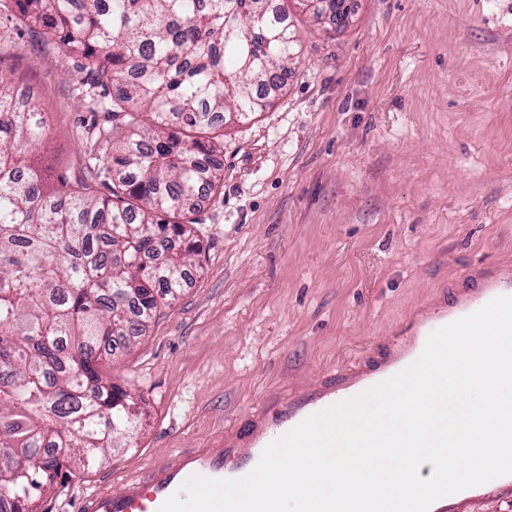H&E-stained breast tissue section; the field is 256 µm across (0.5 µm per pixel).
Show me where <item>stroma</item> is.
<instances>
[{"label": "stroma", "instance_id": "obj_1", "mask_svg": "<svg viewBox=\"0 0 512 512\" xmlns=\"http://www.w3.org/2000/svg\"><path fill=\"white\" fill-rule=\"evenodd\" d=\"M344 29L283 0L300 56L270 106L214 138L224 182L189 213L201 268L103 372L138 403L126 448L74 461L40 512L102 485L247 450L263 418L386 372L404 333L512 269V0H348ZM0 69L47 114L43 165L92 194L105 94L0 17Z\"/></svg>", "mask_w": 512, "mask_h": 512}]
</instances>
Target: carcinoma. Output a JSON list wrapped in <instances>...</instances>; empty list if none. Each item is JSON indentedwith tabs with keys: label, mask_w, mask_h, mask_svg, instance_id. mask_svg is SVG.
<instances>
[{
	"label": "carcinoma",
	"mask_w": 512,
	"mask_h": 512,
	"mask_svg": "<svg viewBox=\"0 0 512 512\" xmlns=\"http://www.w3.org/2000/svg\"><path fill=\"white\" fill-rule=\"evenodd\" d=\"M345 25L346 0H308ZM112 87V181L95 197L46 179L39 103L0 70V498L22 506L67 477L75 448L105 453L134 428L135 402L100 363L145 335L200 255L175 217L212 194L221 168L206 133L224 113L269 105L298 59V33L273 0H0Z\"/></svg>",
	"instance_id": "1"
}]
</instances>
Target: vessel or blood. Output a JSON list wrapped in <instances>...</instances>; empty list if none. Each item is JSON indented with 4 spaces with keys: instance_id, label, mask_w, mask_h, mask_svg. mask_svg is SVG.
Here are the masks:
<instances>
[{
    "instance_id": "b4317fda",
    "label": "vessel or blood",
    "mask_w": 512,
    "mask_h": 512,
    "mask_svg": "<svg viewBox=\"0 0 512 512\" xmlns=\"http://www.w3.org/2000/svg\"><path fill=\"white\" fill-rule=\"evenodd\" d=\"M504 295H512V276L488 281L476 297L464 304L463 310L473 314ZM300 421V415L294 412L286 418L268 421L245 454L232 448L183 449L177 464L160 462L146 474L125 478L120 487H98L82 498L80 512H158L164 501L191 476L241 478L256 466L269 443ZM489 498L512 502V480L499 477L444 497L434 503L432 512H464L469 503Z\"/></svg>"
}]
</instances>
